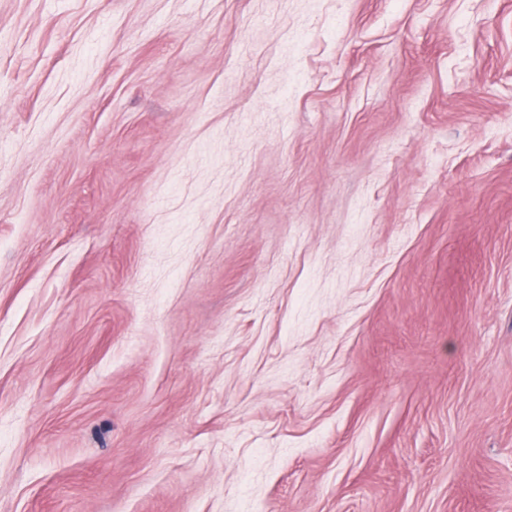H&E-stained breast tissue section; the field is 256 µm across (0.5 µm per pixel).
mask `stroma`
Returning <instances> with one entry per match:
<instances>
[{"label": "stroma", "mask_w": 512, "mask_h": 512, "mask_svg": "<svg viewBox=\"0 0 512 512\" xmlns=\"http://www.w3.org/2000/svg\"><path fill=\"white\" fill-rule=\"evenodd\" d=\"M0 512H512V0H0Z\"/></svg>", "instance_id": "1"}]
</instances>
